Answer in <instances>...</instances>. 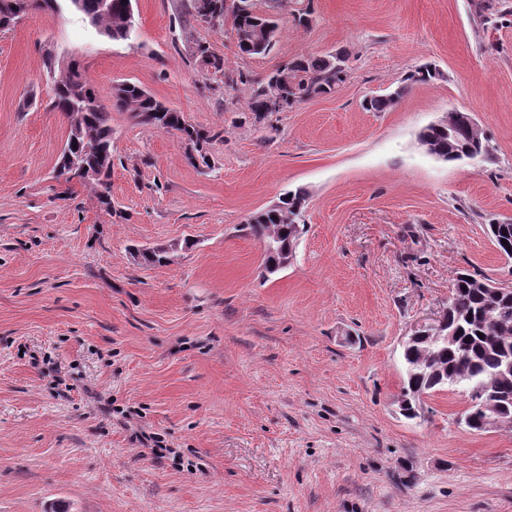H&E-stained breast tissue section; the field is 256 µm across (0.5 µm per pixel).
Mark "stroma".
<instances>
[{"mask_svg": "<svg viewBox=\"0 0 512 512\" xmlns=\"http://www.w3.org/2000/svg\"><path fill=\"white\" fill-rule=\"evenodd\" d=\"M186 4L134 0L128 41L69 8L0 32V512H512V429L459 426L456 391L397 406L401 342L456 274L512 286L488 234L512 222V0H288L256 56ZM199 42L230 72L339 53L347 76L258 120L247 86L205 90ZM47 43L103 102L136 82L210 131L208 164L116 112L108 203L60 184ZM456 110L488 159L420 146ZM297 189L307 231L263 275L246 224ZM171 243L168 264L134 258Z\"/></svg>", "mask_w": 512, "mask_h": 512, "instance_id": "stroma-1", "label": "stroma"}]
</instances>
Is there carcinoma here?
<instances>
[{"mask_svg": "<svg viewBox=\"0 0 512 512\" xmlns=\"http://www.w3.org/2000/svg\"><path fill=\"white\" fill-rule=\"evenodd\" d=\"M99 0H81L80 13L93 16L95 26L112 33L114 41H128L135 33L132 0H112V10L98 12ZM240 6L231 13L232 29L238 52L246 56L263 55L271 51L276 38L266 29L276 23L259 12L255 0H239ZM187 14L208 26L224 25V0H190ZM196 58L213 76L204 89L219 93L223 89L243 84L250 89V111L255 118L267 112H285L295 104L314 96L331 92L346 75L345 58L331 55L327 58H300L269 75L255 78L239 71L228 74L224 60L215 56L209 46L196 43ZM55 77L51 108L65 117L70 125L65 147L55 167V178L70 181L69 159L76 158L89 166L112 171V111L131 112L147 125L167 132L180 133L183 141L210 142L214 136L188 124L182 113L169 108L141 85L128 82L125 88L115 90L112 103L104 105L97 96L86 71L78 66L60 69L49 67ZM404 89L363 101L367 111L385 112L393 108ZM467 113L452 112L448 124L455 128L433 125L421 135L436 155L444 161H457L471 156L488 157L487 139L470 132L465 125ZM306 192L299 189L291 196H283L279 203L254 216L248 224L252 234L273 251L264 254L263 271L274 274L280 270L285 251L295 245L306 225L302 224ZM490 237L507 258L512 248L500 244L503 238L512 242V223L489 225ZM453 341L431 340L424 345L403 351L404 384L398 403L404 417L413 420L419 416L421 396L437 391H460L468 397V408L461 423L471 431L483 432L485 414L479 406L485 400L496 403L501 413L512 415V289L496 287L479 274L460 272L456 275L448 296V328ZM428 348L431 369L419 367L422 348Z\"/></svg>", "mask_w": 512, "mask_h": 512, "instance_id": "carcinoma-1", "label": "carcinoma"}]
</instances>
